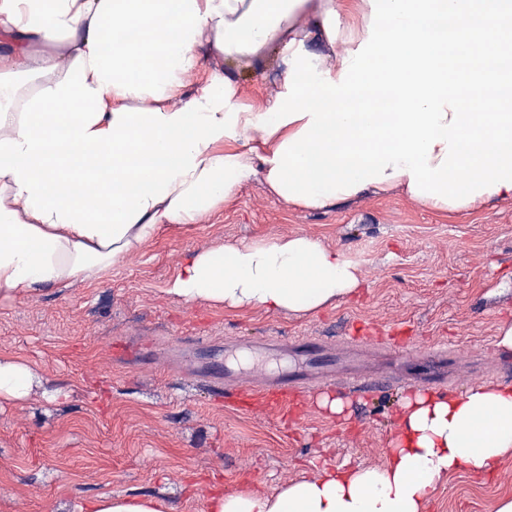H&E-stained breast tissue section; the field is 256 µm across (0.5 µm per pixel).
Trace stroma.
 Returning a JSON list of instances; mask_svg holds the SVG:
<instances>
[{
	"instance_id": "1",
	"label": "stroma",
	"mask_w": 512,
	"mask_h": 512,
	"mask_svg": "<svg viewBox=\"0 0 512 512\" xmlns=\"http://www.w3.org/2000/svg\"><path fill=\"white\" fill-rule=\"evenodd\" d=\"M280 48L251 65L204 58L233 74L256 108L273 96ZM320 239L356 261V295L303 319L185 305L167 293L187 252L282 235ZM512 323V200L449 218L398 192L325 211L277 200L260 179L203 223L160 232L98 283L0 303V349L41 378L23 403L0 404V512H79L99 494L148 493L173 512H204L211 491L284 481L342 465H381L420 363L448 349L452 392L512 383L497 346ZM314 337L339 376L375 386L345 396L343 415L317 402L243 410L215 381L311 372L293 342ZM61 388L68 401L55 400ZM512 496V457L494 476L439 483L428 512H496Z\"/></svg>"
}]
</instances>
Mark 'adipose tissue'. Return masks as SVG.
<instances>
[{
	"label": "adipose tissue",
	"mask_w": 512,
	"mask_h": 512,
	"mask_svg": "<svg viewBox=\"0 0 512 512\" xmlns=\"http://www.w3.org/2000/svg\"><path fill=\"white\" fill-rule=\"evenodd\" d=\"M368 0H0V302L100 280L166 228L200 223L268 177L296 120L258 132L236 80L202 59L305 48L338 78L368 37ZM141 29L139 41H122ZM207 74L199 94L192 79ZM37 79L20 93L17 79ZM362 285L357 262L293 234L186 254L168 293L189 305L303 318ZM37 381L0 351V402ZM382 465L322 469L267 490L208 495L205 512H427L435 485L512 456V384L406 396ZM81 512H170L151 494H101Z\"/></svg>",
	"instance_id": "obj_1"
}]
</instances>
